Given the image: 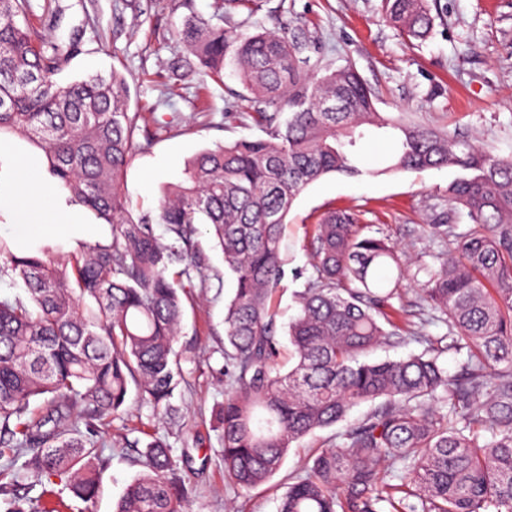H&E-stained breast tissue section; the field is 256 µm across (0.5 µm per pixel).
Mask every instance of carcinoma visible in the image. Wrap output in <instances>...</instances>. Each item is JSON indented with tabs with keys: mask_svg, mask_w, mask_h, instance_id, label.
Wrapping results in <instances>:
<instances>
[{
	"mask_svg": "<svg viewBox=\"0 0 512 512\" xmlns=\"http://www.w3.org/2000/svg\"><path fill=\"white\" fill-rule=\"evenodd\" d=\"M261 0H218L177 29L180 67L224 82L226 61L251 96L262 136L207 148L155 209L134 211L121 191L146 132L129 111L117 70L62 82L79 34L60 29L62 9L31 22L30 0H0V136L41 150L45 173L71 203L110 226L106 241L65 251L37 245L16 255L0 239V491L4 512H44L41 495L63 483L89 504L97 493L100 433L126 410L129 385L168 414L185 383L175 349L184 280L201 271L205 224L235 281L224 307V361L233 386L215 414L224 473L242 491L266 483L289 448L362 405L365 417L313 454L278 512H512V154L483 150L448 131L378 111L351 67L302 57L288 32L232 24ZM381 17L407 42H422L436 16L430 0H381ZM371 128L394 131L381 172L449 168L448 210L469 220L429 224L453 241L440 267H424L422 299L465 342L467 364L450 375L430 347L368 362L384 341L406 337L388 309L406 267L360 215L328 210L314 225L310 266L287 326L295 363H278L271 302L286 277L287 218L300 194L329 173L356 176ZM164 226L165 238L154 225ZM387 270L383 280L378 272ZM143 470L114 512H188L178 460L159 437L139 451ZM22 468H15L19 459ZM397 471L392 484L380 463ZM41 488V494L30 492ZM409 488L402 497L395 494Z\"/></svg>",
	"mask_w": 512,
	"mask_h": 512,
	"instance_id": "1",
	"label": "carcinoma"
}]
</instances>
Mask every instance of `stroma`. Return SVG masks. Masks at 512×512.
<instances>
[{
    "mask_svg": "<svg viewBox=\"0 0 512 512\" xmlns=\"http://www.w3.org/2000/svg\"><path fill=\"white\" fill-rule=\"evenodd\" d=\"M63 30L78 29L79 51L59 78L71 81L95 71L123 72L130 86L129 109L166 114L171 125L140 143L127 171L125 194L133 208L156 207L164 184L178 181L185 162L217 143L254 138L260 131L249 117L246 89L234 77L203 82L194 72L172 74L168 65L185 57L176 27L194 13L211 14L215 0H59ZM380 0H263L254 17L269 31L299 34L311 59L334 68L353 66L375 90L379 111L405 112L418 122L445 126L496 154L512 153V0H436L430 36L413 46L379 19ZM395 148L393 135L366 142L357 156L362 177L329 174L309 185L288 215L293 264L307 267L313 226L324 211L349 209L370 230H378L409 258L410 273L391 301L390 314L415 340L376 349L379 361L427 350L429 340L446 334L432 322L421 300L424 265L439 266L450 248L425 227L450 216L466 226L465 215H449L448 169L381 174ZM219 286L193 288L177 348L186 362L187 383L173 400L177 420L129 396L127 412L105 427V469L93 504L73 497L62 485L45 495L47 505L64 501L70 512H113L124 487L140 467L128 444L165 439L174 456L190 454L185 474L191 512H277L279 498L307 459L327 447L344 424L316 431L289 449L279 471L248 494L224 475L222 437L214 413L230 387L224 364V306L234 283L223 276L224 256L211 236L200 239Z\"/></svg>",
    "mask_w": 512,
    "mask_h": 512,
    "instance_id": "obj_1",
    "label": "stroma"
}]
</instances>
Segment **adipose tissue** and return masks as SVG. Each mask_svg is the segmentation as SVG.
<instances>
[{"instance_id": "1", "label": "adipose tissue", "mask_w": 512, "mask_h": 512, "mask_svg": "<svg viewBox=\"0 0 512 512\" xmlns=\"http://www.w3.org/2000/svg\"><path fill=\"white\" fill-rule=\"evenodd\" d=\"M42 168L39 154L0 139V209L15 216L7 232L14 253L26 254L44 241L73 248L108 239L109 225L91 223L80 206L67 204Z\"/></svg>"}]
</instances>
